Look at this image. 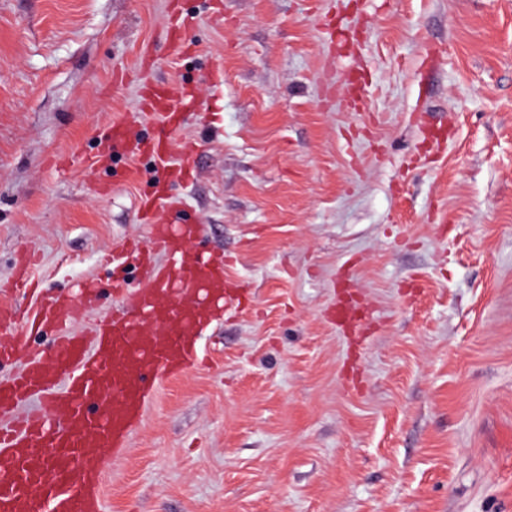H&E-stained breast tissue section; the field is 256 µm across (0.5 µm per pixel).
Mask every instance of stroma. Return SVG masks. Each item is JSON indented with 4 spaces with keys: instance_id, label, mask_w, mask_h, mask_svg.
<instances>
[{
    "instance_id": "stroma-1",
    "label": "stroma",
    "mask_w": 512,
    "mask_h": 512,
    "mask_svg": "<svg viewBox=\"0 0 512 512\" xmlns=\"http://www.w3.org/2000/svg\"><path fill=\"white\" fill-rule=\"evenodd\" d=\"M184 22L175 50L170 14ZM169 193L241 293L107 456V512H512V0H0V308L23 252L88 318L135 303L158 118ZM161 119L158 121L160 133L157 144L151 141L134 140L128 137L124 124L121 121H113L110 126L112 135V150L116 145H121L127 155L156 154L163 164L168 163V152L166 145L169 141L168 124L172 120V112H159Z\"/></svg>"
}]
</instances>
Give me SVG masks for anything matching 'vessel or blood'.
<instances>
[{"mask_svg":"<svg viewBox=\"0 0 512 512\" xmlns=\"http://www.w3.org/2000/svg\"><path fill=\"white\" fill-rule=\"evenodd\" d=\"M171 113H162L156 141L128 137L122 122L110 127L125 154L168 159ZM158 194L142 202L152 226L151 247L169 265L155 269L134 311L100 321L93 337L68 330L79 306L43 303L21 326V335L57 334L11 380L0 381V416L23 400L39 407L0 427V512H103L97 492L101 464L124 448L149 393L165 377L194 366L197 338L210 307L223 303V264L183 252L197 238L193 224L170 225Z\"/></svg>","mask_w":512,"mask_h":512,"instance_id":"vessel-or-blood-1","label":"vessel or blood"}]
</instances>
